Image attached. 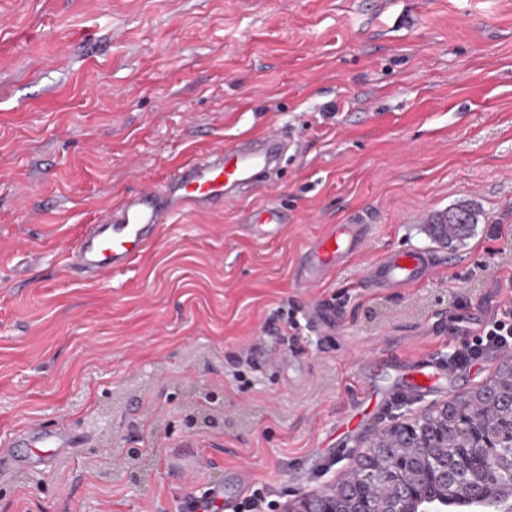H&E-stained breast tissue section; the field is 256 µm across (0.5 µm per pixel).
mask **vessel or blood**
I'll return each mask as SVG.
<instances>
[{
    "label": "vessel or blood",
    "instance_id": "obj_1",
    "mask_svg": "<svg viewBox=\"0 0 512 512\" xmlns=\"http://www.w3.org/2000/svg\"><path fill=\"white\" fill-rule=\"evenodd\" d=\"M288 141L276 129L244 136L230 145H220L183 160L175 173L160 183H146L104 209L88 225L69 256V266L78 273L103 278L112 270L129 266L152 246L160 225L176 213L221 210L238 204L246 195H257L271 186ZM263 222L254 224L260 237L277 234L283 227L281 211L265 208ZM368 222L353 220L332 225L303 259L301 280L318 284L329 272L346 263L363 246ZM433 260L405 250L389 254L371 269L370 281L377 288H404L429 274ZM30 445L58 455L73 448L70 432L63 427L32 434Z\"/></svg>",
    "mask_w": 512,
    "mask_h": 512
}]
</instances>
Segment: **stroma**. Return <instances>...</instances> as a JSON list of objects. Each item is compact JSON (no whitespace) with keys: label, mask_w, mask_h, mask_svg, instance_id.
I'll return each instance as SVG.
<instances>
[{"label":"stroma","mask_w":512,"mask_h":512,"mask_svg":"<svg viewBox=\"0 0 512 512\" xmlns=\"http://www.w3.org/2000/svg\"><path fill=\"white\" fill-rule=\"evenodd\" d=\"M261 127L293 141L268 198L176 214L104 279L67 267L118 196ZM268 200L288 222L260 239ZM459 203L471 235L434 239L422 214ZM359 213L360 252L300 283ZM402 249L434 272L369 287ZM510 300L512 0H0V512H201L216 487L211 512H275L490 382L512 354L449 360ZM61 425L74 449L25 468L13 439Z\"/></svg>","instance_id":"stroma-1"}]
</instances>
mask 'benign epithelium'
<instances>
[{
	"instance_id": "benign-epithelium-1",
	"label": "benign epithelium",
	"mask_w": 512,
	"mask_h": 512,
	"mask_svg": "<svg viewBox=\"0 0 512 512\" xmlns=\"http://www.w3.org/2000/svg\"><path fill=\"white\" fill-rule=\"evenodd\" d=\"M473 396L451 398L375 431L370 451L319 489L278 512H446L459 501L483 512H512V414L485 425ZM460 448L448 453V421Z\"/></svg>"
}]
</instances>
